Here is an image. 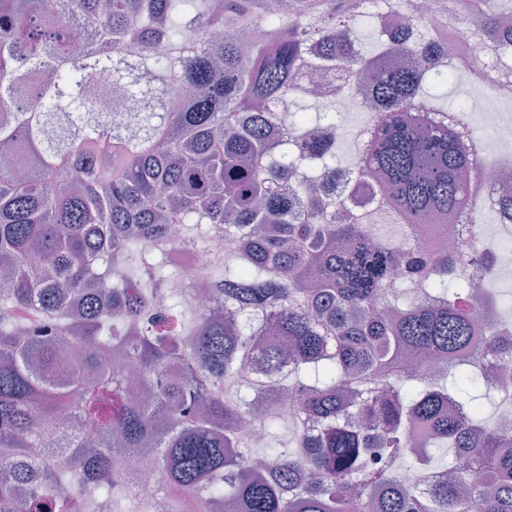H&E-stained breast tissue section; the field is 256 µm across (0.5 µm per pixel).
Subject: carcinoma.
I'll list each match as a JSON object with an SVG mask.
<instances>
[{"instance_id": "carcinoma-1", "label": "carcinoma", "mask_w": 512, "mask_h": 512, "mask_svg": "<svg viewBox=\"0 0 512 512\" xmlns=\"http://www.w3.org/2000/svg\"><path fill=\"white\" fill-rule=\"evenodd\" d=\"M359 6L0 0V452L25 460L0 512H512V428L482 403L512 398L485 366L512 368V321L473 294L489 258L445 252L431 224L469 209L473 158L467 104L428 86L470 70L402 36L356 47L376 29ZM511 19L512 0H468L477 30L512 42ZM311 55L373 130L351 163L300 104ZM350 168L377 215L335 208ZM173 224L211 254L209 309L164 273ZM256 397L259 447L239 431ZM63 428L52 465L39 449ZM437 457L448 479L424 491ZM130 458L162 499L119 473Z\"/></svg>"}]
</instances>
